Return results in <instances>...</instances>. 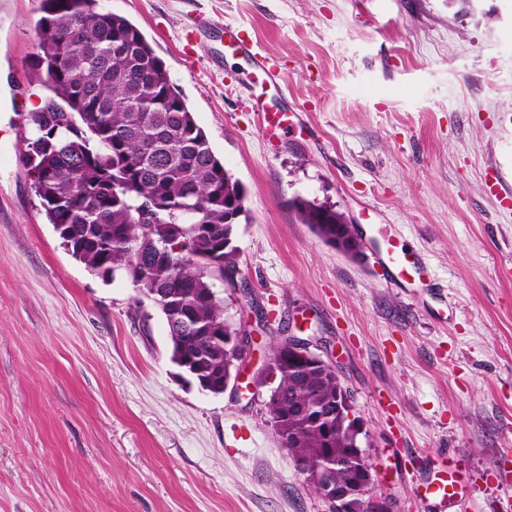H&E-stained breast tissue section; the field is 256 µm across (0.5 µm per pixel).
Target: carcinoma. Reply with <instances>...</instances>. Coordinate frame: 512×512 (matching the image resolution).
<instances>
[{
  "instance_id": "carcinoma-1",
  "label": "carcinoma",
  "mask_w": 512,
  "mask_h": 512,
  "mask_svg": "<svg viewBox=\"0 0 512 512\" xmlns=\"http://www.w3.org/2000/svg\"><path fill=\"white\" fill-rule=\"evenodd\" d=\"M38 76L52 93L50 113L31 114L35 136L22 158L31 163L40 205L72 257L103 280L125 277L165 317L171 355L193 359V380L215 386L230 377L224 299L213 281L235 284L234 226L247 216L242 185L213 151L164 62L140 29L100 0H42ZM53 169L47 180L44 170ZM150 197V217L138 215ZM302 223L326 244L357 257L330 206L298 199ZM281 395L268 423L296 464L334 450L347 459L361 432L336 413L343 398L327 365L292 370L276 364ZM329 410L327 438L309 412Z\"/></svg>"
}]
</instances>
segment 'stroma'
Listing matches in <instances>:
<instances>
[{"label": "stroma", "mask_w": 512, "mask_h": 512, "mask_svg": "<svg viewBox=\"0 0 512 512\" xmlns=\"http://www.w3.org/2000/svg\"><path fill=\"white\" fill-rule=\"evenodd\" d=\"M164 61L246 189L242 284L216 283L251 337L241 392L184 382L158 307L75 260L22 162L48 92L32 71L41 0H0V512H329L267 421L258 373L280 337L312 339L353 398L390 512H443L417 488L451 456L512 498V0H101ZM234 24L281 71L262 85ZM294 113L273 136L251 103ZM336 209L355 259L301 223ZM377 211V222L363 208ZM406 240L431 286L375 262Z\"/></svg>", "instance_id": "1"}]
</instances>
